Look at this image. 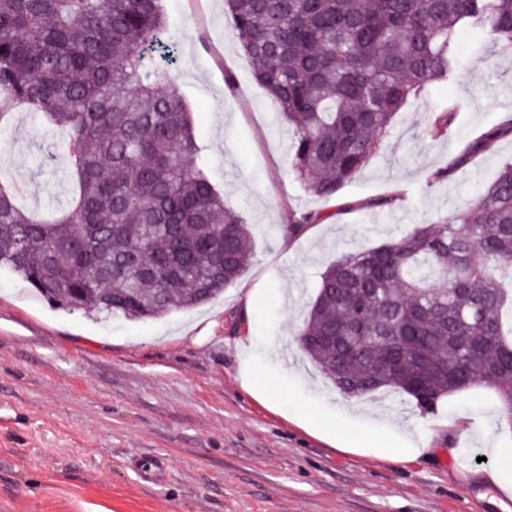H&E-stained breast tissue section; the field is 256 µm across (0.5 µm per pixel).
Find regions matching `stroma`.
Listing matches in <instances>:
<instances>
[{
	"label": "stroma",
	"instance_id": "35a3bbf8",
	"mask_svg": "<svg viewBox=\"0 0 512 512\" xmlns=\"http://www.w3.org/2000/svg\"><path fill=\"white\" fill-rule=\"evenodd\" d=\"M163 8L176 48L167 69L191 107L211 183L252 226L253 260L215 301L142 321L55 308L0 269V512H469L470 499L496 491L486 476L512 451L496 393L477 385L429 413L394 392L349 398L307 361L297 333L329 263L453 217L512 160L507 135L475 164L438 175L475 134L512 119V55L461 32L458 75L399 112L378 152L326 203L290 173L292 133L255 82L224 0ZM450 105L447 135L423 136L430 113ZM63 142L26 112L0 130L25 209L48 213L67 197ZM298 211L324 219L286 237ZM243 340L253 392L239 380ZM271 399L287 402L288 416ZM297 415L355 440L413 438L429 452L390 461L338 450ZM462 447L475 459L466 472L449 464ZM138 456L163 460L165 480L144 484L129 465Z\"/></svg>",
	"mask_w": 512,
	"mask_h": 512
}]
</instances>
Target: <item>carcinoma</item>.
Wrapping results in <instances>:
<instances>
[{
    "label": "carcinoma",
    "mask_w": 512,
    "mask_h": 512,
    "mask_svg": "<svg viewBox=\"0 0 512 512\" xmlns=\"http://www.w3.org/2000/svg\"><path fill=\"white\" fill-rule=\"evenodd\" d=\"M254 77L293 131L290 171L332 200L368 162L411 98L453 78L456 33L512 54V0H225ZM163 0H0V128L15 111L66 135L73 191L45 219L0 180V268L45 301L95 319H157L224 293L250 266V225L224 201L199 157L188 106L169 72L149 62L167 48ZM450 110L432 113L430 137ZM512 119L484 132L454 164L489 153ZM320 221L295 214L288 236ZM512 161L452 219L350 252L321 274L304 312L306 357L347 397L381 389L427 412L482 384L512 426ZM389 336L391 345L339 352L327 332ZM425 380L423 400L414 381Z\"/></svg>",
    "instance_id": "obj_1"
}]
</instances>
